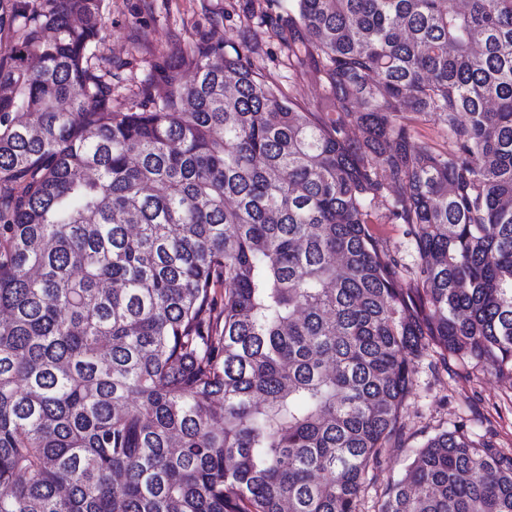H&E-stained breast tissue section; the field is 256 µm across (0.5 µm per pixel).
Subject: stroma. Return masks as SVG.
Returning a JSON list of instances; mask_svg holds the SVG:
<instances>
[{
  "mask_svg": "<svg viewBox=\"0 0 512 512\" xmlns=\"http://www.w3.org/2000/svg\"><path fill=\"white\" fill-rule=\"evenodd\" d=\"M289 0H102L104 31L97 47L109 60L112 99L127 109L141 100L144 84L155 96L167 91L166 77L180 65L182 50L200 41L225 47L252 44L254 61L283 95L317 109L326 96L322 84L297 75L272 19L287 15ZM402 224L378 209L371 231L405 267L399 283L408 286L417 258ZM412 385L402 408V435L389 442L380 469L368 475L358 512H378L381 493L404 472L422 443L442 431L463 430L472 440L512 455V373L496 374L488 364L452 358L438 348L408 356Z\"/></svg>",
  "mask_w": 512,
  "mask_h": 512,
  "instance_id": "35a3bbf8",
  "label": "stroma"
}]
</instances>
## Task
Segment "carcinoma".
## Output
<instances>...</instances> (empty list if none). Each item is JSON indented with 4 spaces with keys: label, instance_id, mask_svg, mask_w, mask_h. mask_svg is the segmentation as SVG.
Here are the masks:
<instances>
[{
    "label": "carcinoma",
    "instance_id": "1",
    "mask_svg": "<svg viewBox=\"0 0 512 512\" xmlns=\"http://www.w3.org/2000/svg\"><path fill=\"white\" fill-rule=\"evenodd\" d=\"M101 2L0 0V512H358L406 355L512 370V0H294L334 119L211 42L113 109ZM379 512H512V458L442 431ZM421 138L433 146L439 147L445 141L443 125L433 117H419L414 124ZM386 213L387 211L383 206L377 209L378 219L374 220L375 224H369L371 231L391 251L402 257V262L406 264V267H411L414 260L417 259V255L412 250L410 237L406 236V227L404 224H391L385 217Z\"/></svg>",
    "mask_w": 512,
    "mask_h": 512
}]
</instances>
